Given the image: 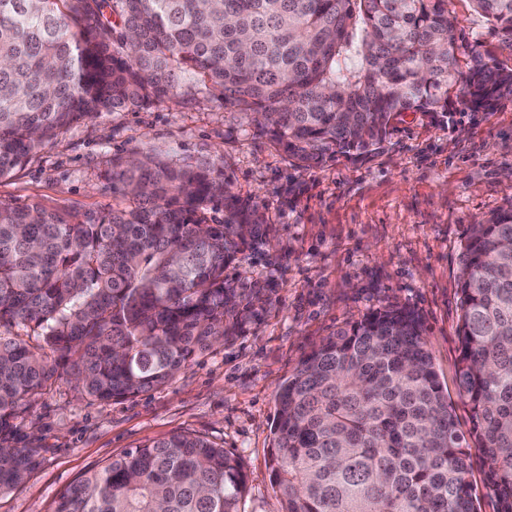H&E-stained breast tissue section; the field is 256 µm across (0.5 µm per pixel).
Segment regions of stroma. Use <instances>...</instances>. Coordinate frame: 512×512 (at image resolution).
Here are the masks:
<instances>
[{"mask_svg": "<svg viewBox=\"0 0 512 512\" xmlns=\"http://www.w3.org/2000/svg\"><path fill=\"white\" fill-rule=\"evenodd\" d=\"M448 7L459 43L512 67V48L471 0ZM139 148L173 164L223 163L233 192L265 213L259 240L225 271L259 288L263 302L233 336L149 393L101 404L62 381L42 394L14 433L39 456L20 487L0 495V512H52L85 473L174 433L207 437L239 459L241 512H282L270 468L281 382L336 329L390 305L421 318L457 428L468 432L470 409L456 387L459 258L470 224L512 207V96L486 112L453 106L444 119L406 113L369 158L300 169L256 135L251 113L191 87L173 101L74 122L0 179V200L61 213L125 207L112 161Z\"/></svg>", "mask_w": 512, "mask_h": 512, "instance_id": "1", "label": "stroma"}]
</instances>
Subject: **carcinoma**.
I'll return each mask as SVG.
<instances>
[{"mask_svg": "<svg viewBox=\"0 0 512 512\" xmlns=\"http://www.w3.org/2000/svg\"><path fill=\"white\" fill-rule=\"evenodd\" d=\"M472 2L512 47V0ZM453 31L448 0H0V179L82 118L179 95L185 74L255 113L299 167L363 159L407 112L512 95V68ZM112 184L135 205L78 217L0 201V327L39 341L0 334V495L36 463L9 435L59 369L99 403L148 393L230 335L255 294L224 271L264 218L223 166L134 151L112 161ZM458 288L468 435L420 318L366 314L277 392L282 512H479L474 451L495 512H512V207L470 225ZM244 490L224 447L176 433L75 481L54 512H239Z\"/></svg>", "mask_w": 512, "mask_h": 512, "instance_id": "1", "label": "carcinoma"}]
</instances>
